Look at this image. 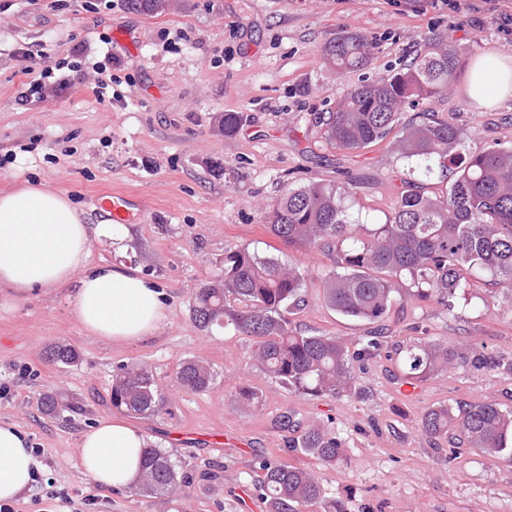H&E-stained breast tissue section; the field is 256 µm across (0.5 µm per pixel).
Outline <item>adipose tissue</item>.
<instances>
[{
    "label": "adipose tissue",
    "instance_id": "adipose-tissue-1",
    "mask_svg": "<svg viewBox=\"0 0 512 512\" xmlns=\"http://www.w3.org/2000/svg\"><path fill=\"white\" fill-rule=\"evenodd\" d=\"M512 94V57L474 58L469 97L482 106ZM100 227L84 223L64 195L24 184L0 193V288L21 294L35 288L65 287L74 272L82 277L71 313L90 335L123 345L150 334L165 318L162 293L137 268L89 264ZM145 439L124 419L97 422L80 442L84 471L105 490L133 486ZM38 463L25 432L0 423V501L29 491Z\"/></svg>",
    "mask_w": 512,
    "mask_h": 512
}]
</instances>
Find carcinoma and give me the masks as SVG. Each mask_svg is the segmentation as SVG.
<instances>
[{"instance_id":"carcinoma-1","label":"carcinoma","mask_w":512,"mask_h":512,"mask_svg":"<svg viewBox=\"0 0 512 512\" xmlns=\"http://www.w3.org/2000/svg\"><path fill=\"white\" fill-rule=\"evenodd\" d=\"M127 2L144 14L166 6V0ZM371 49L364 34L343 32L323 55L343 72L366 66ZM458 65V48L448 44L447 35L431 32L415 61L387 78L350 88L324 122L326 139L338 149L392 143L410 180L452 173L455 179L446 193L404 190L385 223L373 229L351 211L349 182L290 189L263 213L268 232L285 245L336 247V270L322 277V298L344 317L380 320L398 296L451 309L486 277L512 290V145L462 152L464 132L455 124L429 112L402 121L405 107L447 93ZM243 122L240 112L224 113V136L235 135ZM304 282L294 264L241 246L225 252L220 273L193 291L190 316L203 331L222 326L251 337L255 365L283 387L311 398L343 396L352 389L355 368L382 356L383 341L369 336L353 345L339 336L298 331L288 315L302 300ZM47 356L61 367L81 360L80 352L65 343L51 345ZM467 361L497 365L495 357L483 352L468 356L440 341H414L400 359L401 382H424ZM214 379L211 367L193 358L181 362L174 375L180 389L193 393L207 390ZM232 396L243 412L260 402L258 392L245 385L233 386ZM110 400L113 408L134 417L150 415L159 406L153 376L135 365L113 375ZM41 406L48 415L74 410L52 394L42 397ZM279 424L296 434L292 447L322 465L336 469L347 464L345 443L334 428L303 422L291 412ZM420 425L432 440L448 442L450 460L462 447L491 458L512 454V409L492 399L432 407ZM258 473L256 490L266 512H308L317 505L323 512H342L310 470L264 459ZM188 479L187 474L178 476L166 453L145 446L138 491L171 493Z\"/></svg>"}]
</instances>
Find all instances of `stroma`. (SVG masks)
I'll use <instances>...</instances> for the list:
<instances>
[{"label":"stroma","mask_w":512,"mask_h":512,"mask_svg":"<svg viewBox=\"0 0 512 512\" xmlns=\"http://www.w3.org/2000/svg\"><path fill=\"white\" fill-rule=\"evenodd\" d=\"M482 0H171L157 14L127 0H0V192L28 182L66 195L85 223L104 217L94 197L122 191L146 209L127 226L122 246L96 237L89 261L139 268L164 292L167 316L144 339L125 345L86 334L71 314L77 281L23 296L0 291V422L29 436L39 463L15 512H264L252 483L262 458L313 470L344 512H512V455L490 460L463 449L449 460L447 443L421 430L438 404L493 399L512 408V298L479 283L470 302L447 310L396 299L382 320L360 321L325 307L322 276L335 249L308 252L282 245L261 210L288 189L310 182L354 180L353 210L366 225L384 223L401 189L403 163L391 149L363 152L327 143L321 116L347 89L387 77L408 63L430 31H444L461 52L448 93L405 108L404 120L432 112L462 128L467 151L512 143V96L482 107L467 94L469 64L485 53L512 55V35ZM126 30L133 47L115 41ZM343 31L374 42L367 66L336 73L323 49ZM50 48L61 66L42 93L26 90L40 74L38 52ZM106 63L112 85L98 95L93 63ZM243 113L225 136V113ZM246 245L297 264L306 276L301 330L355 342L384 337L389 350L430 338L472 344L499 359L493 369L461 365L404 393L394 362L359 375L360 395L311 399L288 391L254 368L250 337L200 330L189 300L221 268L230 248ZM73 345L81 362L61 368L46 351ZM187 358L206 362L216 380L192 393L173 383ZM147 369L161 393L158 411L138 419L146 441L168 454L178 472L216 465L218 477L197 479L176 494L105 491L82 470L81 437L115 417L112 376L120 365ZM261 397L250 414L231 403L233 382ZM54 393L77 404L50 416L40 399ZM334 427L348 463L333 469L291 448L276 421L286 412Z\"/></svg>","instance_id":"1"}]
</instances>
